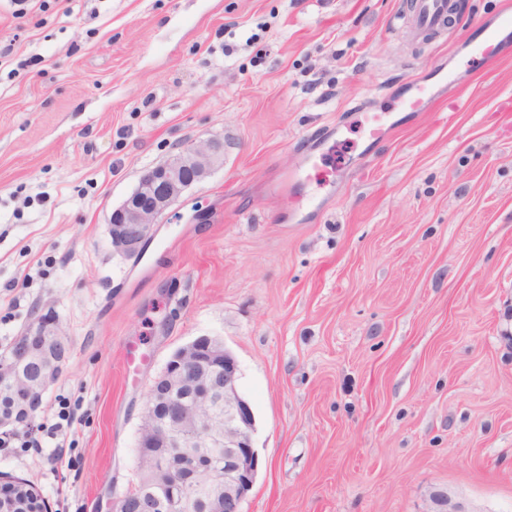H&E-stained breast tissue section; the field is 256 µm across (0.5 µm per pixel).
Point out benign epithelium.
Returning <instances> with one entry per match:
<instances>
[{"label": "benign epithelium", "mask_w": 512, "mask_h": 512, "mask_svg": "<svg viewBox=\"0 0 512 512\" xmlns=\"http://www.w3.org/2000/svg\"><path fill=\"white\" fill-rule=\"evenodd\" d=\"M224 162V143L190 142L144 171L109 219L112 249L139 258L169 208ZM69 340L54 321L39 319L0 360V385L22 392L19 411H0V428H31L34 415L62 372ZM239 366L224 343L200 336L177 349L150 387L138 447L163 488V512H186L194 492L207 494L209 512H240L252 489L259 457L252 444L254 414L238 389ZM432 512H465L445 492L432 495Z\"/></svg>", "instance_id": "1"}]
</instances>
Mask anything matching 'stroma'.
Masks as SVG:
<instances>
[{"label":"stroma","mask_w":512,"mask_h":512,"mask_svg":"<svg viewBox=\"0 0 512 512\" xmlns=\"http://www.w3.org/2000/svg\"><path fill=\"white\" fill-rule=\"evenodd\" d=\"M0 0V355L53 312L72 349L36 424L78 458L0 455L48 512H113L177 348L239 365L260 468L242 512H512V45L467 64L512 0ZM440 85L397 111L414 83ZM390 112L367 145L363 116ZM224 163L144 256L109 218L178 147ZM320 148L317 178L287 172ZM411 13L416 30L422 35L446 31L451 13V0H411Z\"/></svg>","instance_id":"stroma-1"}]
</instances>
